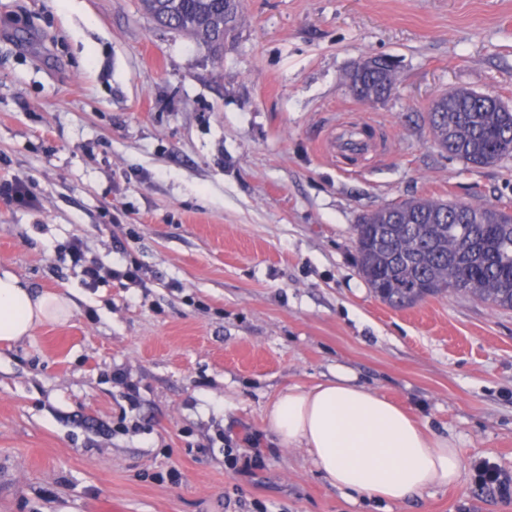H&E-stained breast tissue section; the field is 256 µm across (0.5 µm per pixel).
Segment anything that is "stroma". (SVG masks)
Returning <instances> with one entry per match:
<instances>
[{
	"label": "stroma",
	"mask_w": 512,
	"mask_h": 512,
	"mask_svg": "<svg viewBox=\"0 0 512 512\" xmlns=\"http://www.w3.org/2000/svg\"><path fill=\"white\" fill-rule=\"evenodd\" d=\"M371 56L397 68L367 105L346 76ZM455 89L512 107V0H243L219 54L140 0H0V268L75 304L0 343V512H512L472 469L512 474V310L392 308L353 245L362 213L413 197L512 211V156L432 140ZM340 122L383 154L332 156ZM76 237L147 287H88ZM340 365L455 441L456 484L378 504L279 445L268 403Z\"/></svg>",
	"instance_id": "1"
}]
</instances>
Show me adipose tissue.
Returning a JSON list of instances; mask_svg holds the SVG:
<instances>
[{
  "label": "adipose tissue",
  "instance_id": "ef3b65f1",
  "mask_svg": "<svg viewBox=\"0 0 512 512\" xmlns=\"http://www.w3.org/2000/svg\"><path fill=\"white\" fill-rule=\"evenodd\" d=\"M73 311L65 295L35 292L0 271V342L21 341ZM265 424L281 445L306 449L336 489L379 503L399 504L460 476L453 439L427 432L409 409L357 384L342 366L335 380L288 387L267 407Z\"/></svg>",
  "mask_w": 512,
  "mask_h": 512
}]
</instances>
